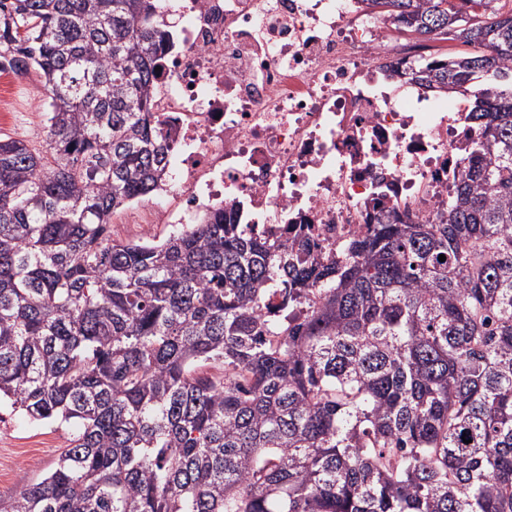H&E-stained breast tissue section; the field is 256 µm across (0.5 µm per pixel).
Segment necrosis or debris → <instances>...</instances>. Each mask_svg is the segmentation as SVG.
<instances>
[{"mask_svg":"<svg viewBox=\"0 0 512 512\" xmlns=\"http://www.w3.org/2000/svg\"><path fill=\"white\" fill-rule=\"evenodd\" d=\"M182 24L158 54L167 137L149 224L223 214L319 257L382 214L434 223L479 135L465 96L395 74L437 48L394 40L361 0H160Z\"/></svg>","mask_w":512,"mask_h":512,"instance_id":"1","label":"necrosis or debris"}]
</instances>
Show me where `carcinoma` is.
I'll return each mask as SVG.
<instances>
[{"label":"carcinoma","mask_w":512,"mask_h":512,"mask_svg":"<svg viewBox=\"0 0 512 512\" xmlns=\"http://www.w3.org/2000/svg\"><path fill=\"white\" fill-rule=\"evenodd\" d=\"M362 3L474 48L402 75L472 88L480 137L437 223L324 263L220 215L113 240L168 166L170 36L153 0H0L47 110L46 153L0 139V401L76 428L0 512H512V10Z\"/></svg>","instance_id":"1"}]
</instances>
